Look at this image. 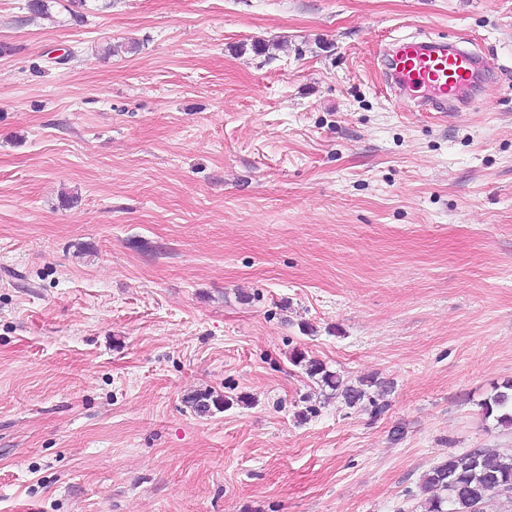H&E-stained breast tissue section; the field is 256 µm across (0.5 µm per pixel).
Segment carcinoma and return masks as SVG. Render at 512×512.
I'll use <instances>...</instances> for the list:
<instances>
[{"instance_id":"cac0c4a2","label":"carcinoma","mask_w":512,"mask_h":512,"mask_svg":"<svg viewBox=\"0 0 512 512\" xmlns=\"http://www.w3.org/2000/svg\"><path fill=\"white\" fill-rule=\"evenodd\" d=\"M292 363L319 385L337 392L348 407L364 401L377 411L386 407L380 398L390 392V385L377 376L348 380L302 351L293 354ZM187 403L199 415L211 413L214 407L230 405L228 399L216 398L209 392L195 393L187 398ZM481 412L496 425L512 430V379L494 388V393L481 403ZM419 488L423 512H473L475 506H484L495 497L512 501V452L471 448L443 458L422 475Z\"/></svg>"}]
</instances>
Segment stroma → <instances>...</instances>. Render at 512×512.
Wrapping results in <instances>:
<instances>
[{"label":"stroma","mask_w":512,"mask_h":512,"mask_svg":"<svg viewBox=\"0 0 512 512\" xmlns=\"http://www.w3.org/2000/svg\"><path fill=\"white\" fill-rule=\"evenodd\" d=\"M26 3L0 0V512H414L434 462L512 450L479 407L512 378V0ZM410 36L494 70L418 111L384 63ZM296 350L389 380L384 412ZM208 390L230 407L196 414ZM291 360L294 365L302 367L306 375L316 383L337 392L346 406L354 407L364 400H367L375 411H382L387 406L380 398H384L391 391V386L390 382L382 378L373 376L355 381L343 379L340 374L328 370L321 360L309 358L302 351H296ZM379 400H382V403H379Z\"/></svg>","instance_id":"obj_1"}]
</instances>
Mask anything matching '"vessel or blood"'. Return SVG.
Here are the masks:
<instances>
[{"label": "vessel or blood", "mask_w": 512, "mask_h": 512, "mask_svg": "<svg viewBox=\"0 0 512 512\" xmlns=\"http://www.w3.org/2000/svg\"><path fill=\"white\" fill-rule=\"evenodd\" d=\"M480 57L464 46L400 40L389 66L401 91L418 93V110L449 112L477 78Z\"/></svg>", "instance_id": "1"}]
</instances>
